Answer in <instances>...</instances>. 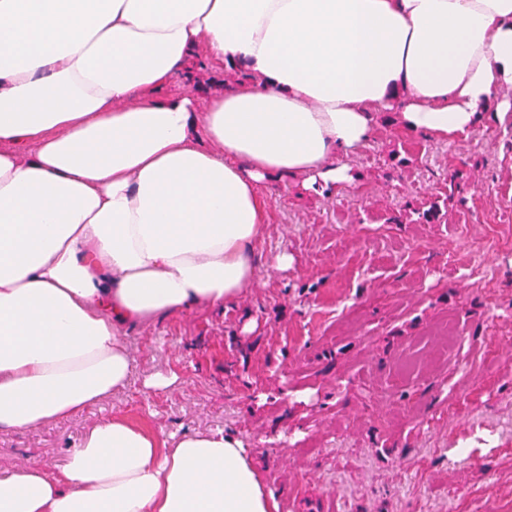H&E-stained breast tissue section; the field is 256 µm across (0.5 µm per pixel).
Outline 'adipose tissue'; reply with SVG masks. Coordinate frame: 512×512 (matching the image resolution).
<instances>
[{"label": "adipose tissue", "instance_id": "1", "mask_svg": "<svg viewBox=\"0 0 512 512\" xmlns=\"http://www.w3.org/2000/svg\"><path fill=\"white\" fill-rule=\"evenodd\" d=\"M235 84L164 95L198 67ZM512 0H0V429L124 391L123 328L237 303L264 190L354 185L380 120L512 123ZM239 437L93 421L0 512H281Z\"/></svg>", "mask_w": 512, "mask_h": 512}]
</instances>
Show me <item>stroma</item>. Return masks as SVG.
<instances>
[{
    "instance_id": "1",
    "label": "stroma",
    "mask_w": 512,
    "mask_h": 512,
    "mask_svg": "<svg viewBox=\"0 0 512 512\" xmlns=\"http://www.w3.org/2000/svg\"><path fill=\"white\" fill-rule=\"evenodd\" d=\"M358 187H270L259 281L238 303L124 336L122 393L68 420L0 430V472L61 465L119 414L165 434L224 431L284 512H497L512 503V126L465 140L383 126ZM435 208L436 221H419ZM288 252L279 269L271 258ZM461 334L447 360L437 324ZM420 364L397 380L403 360ZM179 381L148 393L145 375Z\"/></svg>"
}]
</instances>
